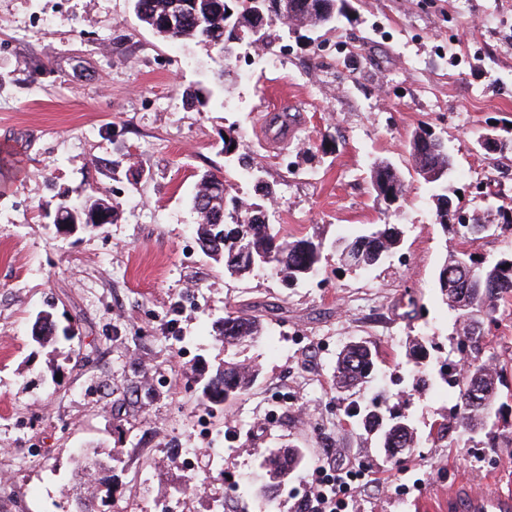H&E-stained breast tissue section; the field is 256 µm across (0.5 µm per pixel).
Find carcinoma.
<instances>
[{
  "mask_svg": "<svg viewBox=\"0 0 512 512\" xmlns=\"http://www.w3.org/2000/svg\"><path fill=\"white\" fill-rule=\"evenodd\" d=\"M245 0H134L138 18L156 34H168L163 39L177 42L201 39L224 50V13L231 8L241 15L240 30L243 42L251 44L249 32L253 19L242 6ZM305 9L295 16L300 24L317 26L322 13L331 9L336 0H304ZM412 157L416 169L448 164V148L444 145L428 155L418 154L417 139L411 142ZM224 179L205 171L195 183L191 198L192 208L198 215L196 239L201 249L217 262H224V269L232 275H245L256 268H268L282 281H304L308 269L314 270L321 261L322 244L305 237H285L280 228L270 222H260L259 203L243 204L232 198L224 200L220 185ZM374 191L388 186L394 192L401 191L402 178L388 163L373 167ZM105 215V223L114 221L116 211L105 199L92 193L79 206L66 200L58 204L63 220L73 218L78 212V223L96 225L93 212ZM402 232L394 224H374L360 233L345 239L349 252L343 262L356 270H369L381 264L399 247ZM236 255L253 257L254 263L242 261L233 264ZM436 285L441 299L455 312L454 327L457 348L478 351L485 342V323L494 320L498 303L512 295V254L495 262H485L466 249L446 256L439 268ZM55 334L53 316L38 314L33 335L47 340ZM266 330L254 315L244 312L228 313L224 317V344L227 346L255 343ZM414 380L416 389L425 392L438 381L452 382L456 391L455 414L439 424L437 435L448 436V423L471 434L482 433L492 423L493 403L499 394L500 374L489 361L473 362L466 371L459 372L451 363L434 369L429 363L430 353L421 344L412 347ZM377 350L369 341H354L345 345L336 357L333 372L334 385L338 389L352 388L365 382L376 368ZM258 366L244 361H222L202 386L201 400L206 409H215L239 398L256 382ZM363 430L377 436L379 447L387 459L393 460L413 448L420 435L410 416L391 409L376 407L361 417ZM305 459L303 449L290 446L273 450L266 455L260 467L274 476V484L281 485L293 477Z\"/></svg>",
  "mask_w": 512,
  "mask_h": 512,
  "instance_id": "cac0c4a2",
  "label": "carcinoma"
}]
</instances>
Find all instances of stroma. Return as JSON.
<instances>
[{
    "instance_id": "stroma-1",
    "label": "stroma",
    "mask_w": 512,
    "mask_h": 512,
    "mask_svg": "<svg viewBox=\"0 0 512 512\" xmlns=\"http://www.w3.org/2000/svg\"><path fill=\"white\" fill-rule=\"evenodd\" d=\"M270 68L233 66L195 39L161 40L133 0H0V473L14 477L15 512H73L74 459L96 449L112 494L153 503L187 484L176 457L199 454L197 490L184 512H206L207 493L229 512H259L255 476L268 451L295 445L307 462L275 512H293L321 465L353 468L371 483L348 512H421L450 488L512 486V447L484 436L428 432L452 412L453 389L410 391L405 342L420 336L455 351L454 313L434 286L437 266L461 240L436 220L437 198L416 171L410 142L426 128L453 166L445 194L468 214L502 208L500 229L478 241L486 261L512 252V0H345L336 27L270 28ZM197 91L201 104L189 105ZM240 136L233 159L224 133ZM401 174L398 204L377 205L375 163ZM276 191L269 220L284 235L324 245L319 269L288 287L270 270L225 272L193 233L198 174L224 177L229 195L260 202L248 171ZM104 188L113 223L57 233L61 198ZM371 224H395L399 250L377 268L351 271L333 243ZM258 305L262 343L238 349L257 364L254 386L198 428L199 378L228 359L215 334L229 311ZM51 312L53 344L31 336ZM74 327L73 339L62 330ZM480 354L503 375L497 428L512 436V297L499 303ZM373 342L378 372L336 392V354ZM281 399L276 427L266 405ZM388 399L413 417L421 441L400 463L362 442L353 413ZM149 469L151 482L138 479ZM384 491H377L376 482Z\"/></svg>"
}]
</instances>
